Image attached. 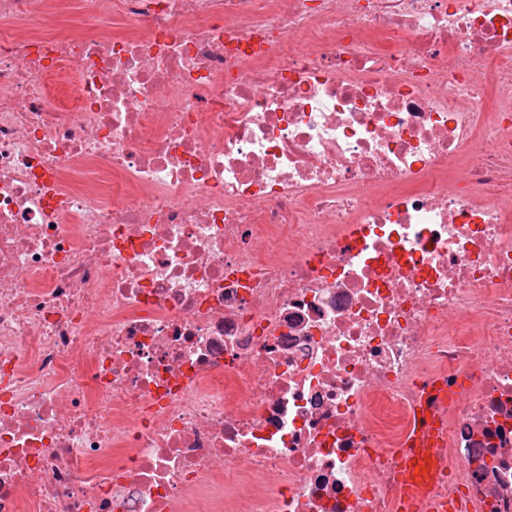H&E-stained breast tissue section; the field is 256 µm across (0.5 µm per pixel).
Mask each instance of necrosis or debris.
Here are the masks:
<instances>
[{"instance_id": "necrosis-or-debris-1", "label": "necrosis or debris", "mask_w": 512, "mask_h": 512, "mask_svg": "<svg viewBox=\"0 0 512 512\" xmlns=\"http://www.w3.org/2000/svg\"><path fill=\"white\" fill-rule=\"evenodd\" d=\"M512 512V0H0V512ZM433 420L430 408L424 402L416 412L415 432L410 442L413 448H408L402 456V467L406 478V497L410 511H420L424 508L419 492L427 482L431 473L432 447L434 440L431 436ZM426 468V472H423ZM418 472V476H415Z\"/></svg>"}]
</instances>
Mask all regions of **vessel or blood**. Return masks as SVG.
Listing matches in <instances>:
<instances>
[{"instance_id":"b4317fda","label":"vessel or blood","mask_w":512,"mask_h":512,"mask_svg":"<svg viewBox=\"0 0 512 512\" xmlns=\"http://www.w3.org/2000/svg\"><path fill=\"white\" fill-rule=\"evenodd\" d=\"M433 420L428 405H421L415 417V432L411 440V447L402 456V467L406 478V497L410 512H422L423 501L419 495L420 490L427 482L428 468L432 462L431 436Z\"/></svg>"}]
</instances>
